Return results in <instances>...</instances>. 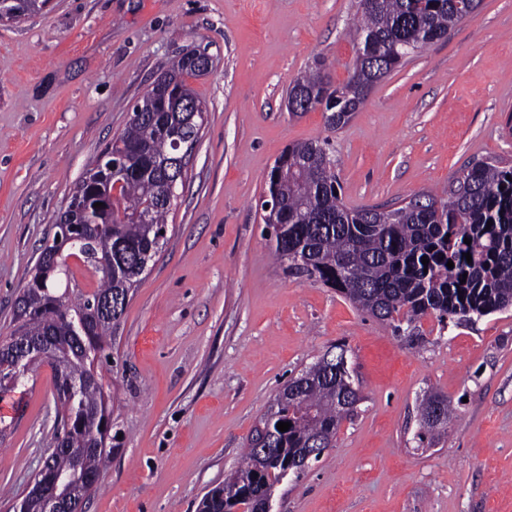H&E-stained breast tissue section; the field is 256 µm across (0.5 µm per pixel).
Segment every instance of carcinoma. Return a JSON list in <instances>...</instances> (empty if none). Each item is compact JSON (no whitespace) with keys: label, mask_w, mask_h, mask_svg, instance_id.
Returning a JSON list of instances; mask_svg holds the SVG:
<instances>
[{"label":"carcinoma","mask_w":512,"mask_h":512,"mask_svg":"<svg viewBox=\"0 0 512 512\" xmlns=\"http://www.w3.org/2000/svg\"><path fill=\"white\" fill-rule=\"evenodd\" d=\"M355 24L362 54L348 68L346 82L331 87L322 73L324 63L288 88V111L294 115L323 109L331 130L346 125L374 86L401 67L413 54L451 33L472 14L480 0H360ZM45 7V0H0V20H16ZM199 50L185 52L132 108L126 129L112 140L121 144L127 161L107 182H78L88 207L100 188L116 190L112 212L98 214L111 225L101 242V254L112 264V275L98 271L97 288L59 291L58 275L69 277V256L59 255L54 267H35L18 299L15 332L27 348L4 342L0 364L25 366L26 354L45 359L53 371L61 428L54 435L51 456L41 480L69 476L66 490L70 512H83L101 474V462L117 448L112 433L110 395L94 372L112 335V326L130 301L142 274L162 248L167 218L177 195L165 197L169 179L184 181L174 163V136L195 143L207 111L190 80L210 72L198 66ZM512 166L492 159L474 162L455 180L447 199L430 192L416 195L414 206L379 209L347 208L336 191L335 160L327 141L289 147L267 175L273 208L264 223L274 229L275 255L288 270L334 288L362 312L388 323L394 332L414 335L428 315L439 322H470L512 307ZM149 214L148 222L138 217ZM492 225H487V222ZM471 243H464V239ZM471 254L467 262L465 254ZM427 257L428 264L422 263ZM454 267L448 268L447 263ZM465 283H460V280ZM112 295L120 305L112 319L98 317L84 331L98 299ZM11 373L0 375V395L25 382ZM361 400L344 363L325 352L299 376L288 381L271 408L260 417L267 441L258 446L247 439L243 464L224 484L208 491L198 512H268L274 489L286 477L300 476L305 459H319L333 447L342 421L349 416L341 399ZM451 405L440 394L427 395L421 405L419 442L432 443L445 430ZM289 422L286 432L278 422ZM19 512H46L45 501L32 488L20 501Z\"/></svg>","instance_id":"carcinoma-1"}]
</instances>
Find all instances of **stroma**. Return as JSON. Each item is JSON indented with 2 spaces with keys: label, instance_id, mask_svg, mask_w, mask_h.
<instances>
[{
  "label": "stroma",
  "instance_id": "35a3bbf8",
  "mask_svg": "<svg viewBox=\"0 0 512 512\" xmlns=\"http://www.w3.org/2000/svg\"><path fill=\"white\" fill-rule=\"evenodd\" d=\"M357 0H50L0 22V341L51 226L132 106L189 49L208 105L164 245L98 374L122 439L85 512H197L241 460L279 390L331 347L362 399L336 445L276 488L272 512H512V309L415 336L273 257L260 207L291 144L329 139L351 208L443 191L472 162L512 165V0H482L375 86L342 128L294 116L288 86L316 60L332 86L355 57ZM454 413L416 438L421 400ZM58 407L39 365L0 398V512H17Z\"/></svg>",
  "mask_w": 512,
  "mask_h": 512
}]
</instances>
